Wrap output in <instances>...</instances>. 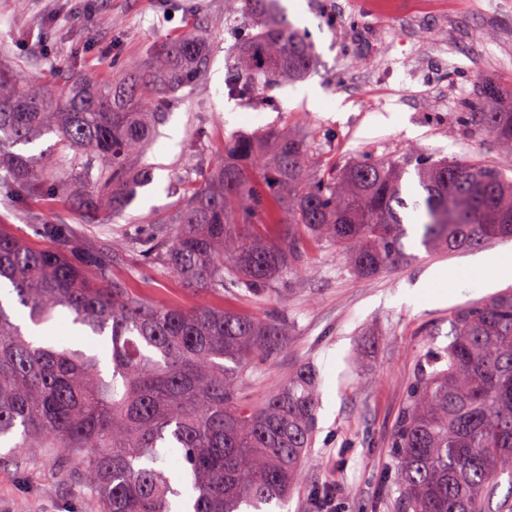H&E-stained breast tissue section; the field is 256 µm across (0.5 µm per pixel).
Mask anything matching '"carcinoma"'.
Segmentation results:
<instances>
[{"mask_svg":"<svg viewBox=\"0 0 512 512\" xmlns=\"http://www.w3.org/2000/svg\"><path fill=\"white\" fill-rule=\"evenodd\" d=\"M233 38L235 95L299 81L316 58L307 37L273 16ZM208 66L207 40L186 33L106 82L66 76L39 91L0 68L4 193L56 192L43 156L13 151L52 134L87 155L66 186L71 202L112 223L152 179L142 159L173 95ZM489 101L483 127L512 153V112L494 91ZM310 153L289 130L227 143L175 211L108 249H75L67 224L40 225L53 242L41 249L0 229V289L26 312L17 323L0 302V462L53 460L58 481L96 512L285 509L315 437L316 373L300 366L262 401L246 398L243 373L286 349L288 323L150 302L112 274L113 249L136 248L192 289L240 288L269 301L310 242L334 246L362 279L411 260L409 211L430 253L512 238V178L494 166L417 156L313 173ZM412 164L421 198L403 189ZM274 217L281 233L271 241ZM62 316L87 333L85 344L47 334ZM448 324V346L429 356L396 427L393 481L410 512H490L500 475H512V292L453 309ZM174 454L183 459L175 473Z\"/></svg>","mask_w":512,"mask_h":512,"instance_id":"1","label":"carcinoma"}]
</instances>
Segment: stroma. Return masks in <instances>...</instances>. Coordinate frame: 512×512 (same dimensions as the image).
I'll list each match as a JSON object with an SVG mask.
<instances>
[{"label":"stroma","mask_w":512,"mask_h":512,"mask_svg":"<svg viewBox=\"0 0 512 512\" xmlns=\"http://www.w3.org/2000/svg\"><path fill=\"white\" fill-rule=\"evenodd\" d=\"M252 18L250 0L231 9L225 0H0V67L32 86L58 85L65 70L104 78L190 31L208 36L211 55L205 79L165 111L145 157L153 179L115 223H95L57 193L21 202L0 196V224L36 248L46 243L36 230L44 222L72 225L80 241L101 246L120 232L148 234L220 144L282 128L310 145L316 169L328 159H402L416 149L512 177V154L480 120L485 86L512 102V0H289L284 20L313 42L316 61L301 84L278 87L264 104L226 84L229 33ZM408 232L412 261L370 279L356 278L334 248L313 249L269 306L248 294L188 290L133 250L112 267L154 302L287 319V348L257 360L244 386L259 401L301 365L317 373L314 444L286 512H316V492L329 488L343 512H405L398 486L386 481L397 466L396 423L426 356L449 342V310L489 295L475 285L435 300L423 280L461 267L464 255H429L420 225ZM25 503L33 512H94L57 485L42 460L22 471L0 465V512Z\"/></svg>","instance_id":"obj_1"}]
</instances>
